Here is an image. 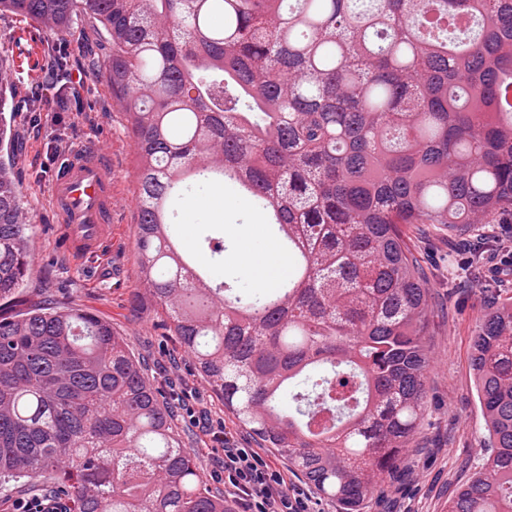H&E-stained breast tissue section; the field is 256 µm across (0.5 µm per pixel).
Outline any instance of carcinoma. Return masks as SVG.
I'll return each instance as SVG.
<instances>
[{
  "instance_id": "cac0c4a2",
  "label": "carcinoma",
  "mask_w": 512,
  "mask_h": 512,
  "mask_svg": "<svg viewBox=\"0 0 512 512\" xmlns=\"http://www.w3.org/2000/svg\"><path fill=\"white\" fill-rule=\"evenodd\" d=\"M73 33L129 117L140 285L224 408L364 512L429 406V305L406 224H512V0H0ZM0 53V147L12 144ZM272 213L288 279L246 292L200 266L174 201L225 178ZM32 219L0 160V300L27 281ZM470 367L491 448L448 512H512V302ZM57 484L72 512H231L105 318L0 316V481Z\"/></svg>"
}]
</instances>
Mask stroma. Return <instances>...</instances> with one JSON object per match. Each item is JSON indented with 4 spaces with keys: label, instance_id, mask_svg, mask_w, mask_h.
I'll return each instance as SVG.
<instances>
[{
    "label": "stroma",
    "instance_id": "35a3bbf8",
    "mask_svg": "<svg viewBox=\"0 0 512 512\" xmlns=\"http://www.w3.org/2000/svg\"><path fill=\"white\" fill-rule=\"evenodd\" d=\"M0 45L8 52L14 84L9 100L14 174L33 222V267L16 307L74 306L108 319L129 350L145 361L147 376L172 407L174 429L182 444L195 452L209 489L223 494V483L212 478L224 455L223 442L203 431L195 416L204 414L222 424L224 441L242 448L257 447L258 442L238 426L225 411L223 399L197 373L192 358L171 336L165 313L148 298L136 296L140 276L134 244L137 155L127 116L101 76L86 75L76 95L63 105L45 93L48 73L84 67L86 48L81 38L62 40L42 24L3 13ZM54 138L75 149L94 142L112 155L118 229L111 255L100 263L70 260L59 250L60 227L49 204L58 157L48 151L47 144ZM243 197L235 183L225 182L220 216L196 210V193L177 200L184 243L205 265L216 267L224 260L223 255L212 253L214 240H222L232 253L245 242L271 238L270 213L256 205L241 208ZM503 231V225L490 224L481 233L453 236L438 224L406 227L427 276L433 309L426 338L434 356L427 382L431 404L410 452L394 476L378 488L366 512H448L449 499L478 470L487 453L489 442L469 365V343L488 302L512 298V276L487 270L481 277L465 279L458 264L480 237L493 238Z\"/></svg>",
    "mask_w": 512,
    "mask_h": 512
}]
</instances>
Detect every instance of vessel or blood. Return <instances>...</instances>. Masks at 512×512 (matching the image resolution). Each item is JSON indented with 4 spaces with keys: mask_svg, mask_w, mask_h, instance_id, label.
Listing matches in <instances>:
<instances>
[{
    "mask_svg": "<svg viewBox=\"0 0 512 512\" xmlns=\"http://www.w3.org/2000/svg\"><path fill=\"white\" fill-rule=\"evenodd\" d=\"M50 203L67 255L80 261L101 256L113 230L110 156L94 143L71 152L54 174Z\"/></svg>",
    "mask_w": 512,
    "mask_h": 512,
    "instance_id": "obj_1",
    "label": "vessel or blood"
}]
</instances>
